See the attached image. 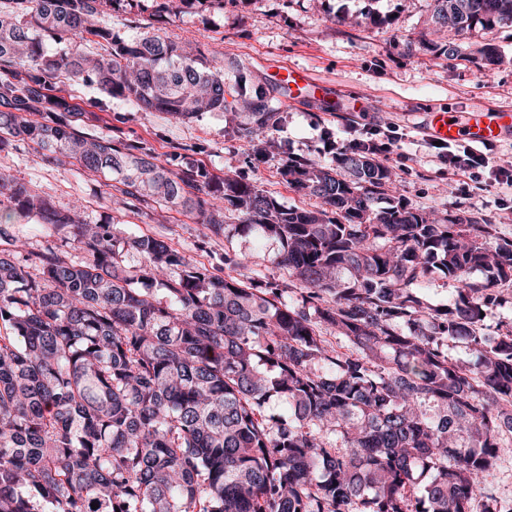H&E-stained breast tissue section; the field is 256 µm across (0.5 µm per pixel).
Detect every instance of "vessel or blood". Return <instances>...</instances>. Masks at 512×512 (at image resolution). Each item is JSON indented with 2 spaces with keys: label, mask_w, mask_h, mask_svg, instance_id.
Segmentation results:
<instances>
[{
  "label": "vessel or blood",
  "mask_w": 512,
  "mask_h": 512,
  "mask_svg": "<svg viewBox=\"0 0 512 512\" xmlns=\"http://www.w3.org/2000/svg\"><path fill=\"white\" fill-rule=\"evenodd\" d=\"M275 81L289 99H313L329 112H358L362 109L359 98L341 97L328 82L315 79L303 70L281 68L275 74ZM426 126L434 139L448 142L464 139L480 146L496 142L512 131V109L470 107L450 112L434 108L427 114Z\"/></svg>",
  "instance_id": "b4317fda"
}]
</instances>
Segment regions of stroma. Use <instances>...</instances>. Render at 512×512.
<instances>
[{
	"label": "stroma",
	"instance_id": "stroma-1",
	"mask_svg": "<svg viewBox=\"0 0 512 512\" xmlns=\"http://www.w3.org/2000/svg\"><path fill=\"white\" fill-rule=\"evenodd\" d=\"M156 3L113 0L111 10L100 15V24L122 40L161 29L172 40L199 46L206 57L223 60L229 86L239 72H246L252 87L264 88L272 97L281 116L278 127L255 129L246 142L236 135L243 116L231 108L183 122L163 112L139 110L94 85L57 83V95L82 108L100 104L83 132L149 144L164 164L176 154L186 155L212 174L233 172L283 206L310 209L316 199L288 185L280 173L283 163L296 158L334 164L325 139H348L347 129L354 123L392 125L402 139L383 162L408 200L442 218L461 210L472 213L496 225L499 236L512 239V207L504 205L499 189L448 175L435 158L425 129L426 114L433 107L512 109L511 26L473 32V42L494 44L506 58L503 65L482 72L473 64L417 49L431 13L430 0H223L198 8L185 0L178 12L162 17L155 13ZM368 6L391 17V27H352L335 20L336 14L355 16ZM278 66L309 72L341 94L358 96L363 110L327 112L313 101L282 100L270 79ZM264 144L268 153L254 158L253 146ZM1 168L9 169L35 199L60 209L81 207L88 221L111 223L120 236L162 235L174 248L214 265L221 264L229 248L247 255L258 273L279 281L286 278L274 262L280 249L277 240L260 242L231 229L208 234L193 216L175 210L139 206L112 212L106 200L113 190L111 182L71 165H57L28 146L0 152Z\"/></svg>",
	"mask_w": 512,
	"mask_h": 512
}]
</instances>
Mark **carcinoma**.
<instances>
[{"instance_id": "obj_1", "label": "carcinoma", "mask_w": 512, "mask_h": 512, "mask_svg": "<svg viewBox=\"0 0 512 512\" xmlns=\"http://www.w3.org/2000/svg\"><path fill=\"white\" fill-rule=\"evenodd\" d=\"M110 6L0 5V145L74 159L132 205L215 234L275 238L288 287L235 254L222 276L160 237L35 205L0 169V243L21 257L0 258V512H512L488 481L512 446V322L491 335L481 316L512 288V239L471 215L430 219L360 149L333 167L285 161L320 205L284 208L229 174L82 133L88 112L55 94L61 77L178 120L250 101L243 139L279 120L266 92L243 74L224 89L199 51L114 39L97 20ZM428 23L420 48L490 71L496 48L467 39L512 25V0H431ZM73 34L101 51L50 52ZM34 210L78 254L27 249L14 225ZM436 272L453 287L441 308L416 293ZM458 342L474 363L449 356Z\"/></svg>"}]
</instances>
